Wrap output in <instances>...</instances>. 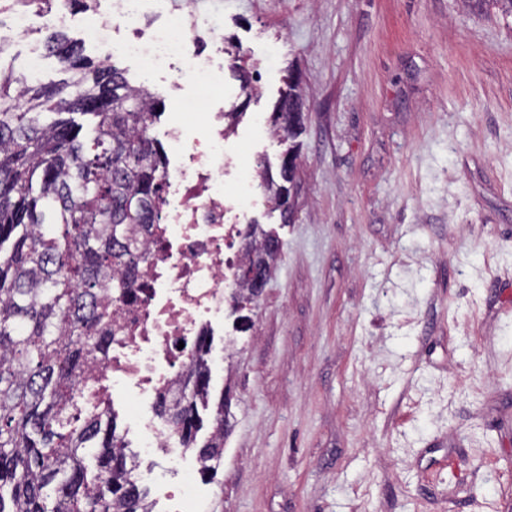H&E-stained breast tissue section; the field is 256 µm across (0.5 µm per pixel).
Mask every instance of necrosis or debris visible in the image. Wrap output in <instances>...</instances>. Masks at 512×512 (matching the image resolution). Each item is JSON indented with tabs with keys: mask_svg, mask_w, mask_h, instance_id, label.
I'll list each match as a JSON object with an SVG mask.
<instances>
[{
	"mask_svg": "<svg viewBox=\"0 0 512 512\" xmlns=\"http://www.w3.org/2000/svg\"><path fill=\"white\" fill-rule=\"evenodd\" d=\"M144 2L112 0L109 16L95 14L86 21L85 41L110 49L113 19L136 25ZM220 36L217 22L189 10L168 17L148 39L135 36L120 46L149 69L172 70L198 93L188 109L203 100L208 110L201 124L171 130L175 164L162 193L160 222L144 248L148 286L133 302L114 305L112 353L91 372L107 399L120 389L139 404H152L161 390L175 388L190 352L223 320L225 303L238 286L237 242L249 230L260 180L240 166L224 132V109L216 103L224 70L198 50Z\"/></svg>",
	"mask_w": 512,
	"mask_h": 512,
	"instance_id": "1",
	"label": "necrosis or debris"
}]
</instances>
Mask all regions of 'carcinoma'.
Masks as SVG:
<instances>
[{
  "label": "carcinoma",
  "instance_id": "cac0c4a2",
  "mask_svg": "<svg viewBox=\"0 0 512 512\" xmlns=\"http://www.w3.org/2000/svg\"><path fill=\"white\" fill-rule=\"evenodd\" d=\"M512 16V0H466ZM68 77L42 83L0 65V512H153L111 405L78 408V380L112 347V306L143 287L138 235L158 223L167 159L150 126L163 103L129 82L112 57L97 61L80 42L53 33L45 42ZM242 93L254 92L246 55L231 64ZM289 69L271 125L292 145L279 179L261 170L272 210L288 219L303 90ZM89 117L87 126L71 115ZM239 269L234 312L249 329L256 285L252 252L270 261L257 225ZM211 339L190 353L176 393L155 411L209 475L224 456V401L204 442L199 407H208Z\"/></svg>",
  "mask_w": 512,
  "mask_h": 512
}]
</instances>
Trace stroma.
<instances>
[{"label":"stroma","instance_id":"35a3bbf8","mask_svg":"<svg viewBox=\"0 0 512 512\" xmlns=\"http://www.w3.org/2000/svg\"><path fill=\"white\" fill-rule=\"evenodd\" d=\"M248 58L258 92L224 80L246 166L278 171L269 117L296 69L307 91L289 221L252 219L280 254L233 343L216 325L211 398L233 427L216 480L193 451H141L112 409L154 512L191 480L203 512H512V17L462 0H194ZM165 109L188 87L114 54Z\"/></svg>","mask_w":512,"mask_h":512}]
</instances>
